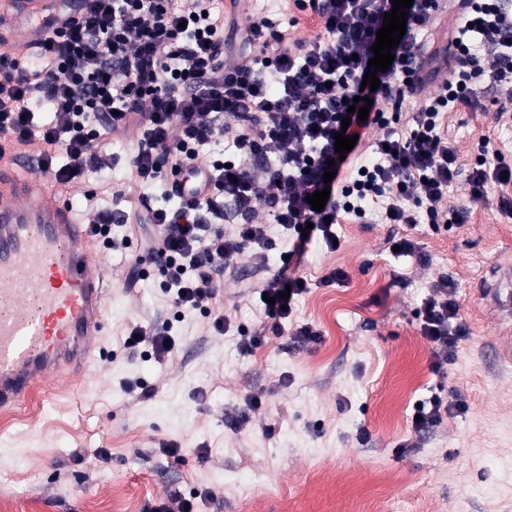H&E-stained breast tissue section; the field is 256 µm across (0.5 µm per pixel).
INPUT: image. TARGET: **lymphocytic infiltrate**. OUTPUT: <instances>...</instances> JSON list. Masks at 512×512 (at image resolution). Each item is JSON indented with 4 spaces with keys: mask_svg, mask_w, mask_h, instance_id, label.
<instances>
[{
    "mask_svg": "<svg viewBox=\"0 0 512 512\" xmlns=\"http://www.w3.org/2000/svg\"><path fill=\"white\" fill-rule=\"evenodd\" d=\"M457 34L441 60H425L417 34L435 17L434 0H413L406 31L389 69L379 73L365 121L348 120L350 100L373 56L376 33L391 0H319L320 31L306 44L289 45L274 31L256 41L248 56L227 49L222 0H89L84 17L68 30L21 53L0 51V135L16 152L44 157L59 183L100 168L119 133L133 143L131 167L143 181L173 194L171 175L189 171L200 149L224 133V116L238 120L233 152L216 160L199 181L202 203L169 208L149 195L139 203L112 193L108 209L89 210L103 247L112 227H152L145 247L162 265L164 286L181 310L205 309L216 296L225 261L247 246L270 248L264 226L282 225L296 235L288 257L265 291L269 318L285 319L284 291L300 295L306 280L295 269L313 234L333 246L345 216L365 218L382 200L387 224H413L425 206L430 223H463L465 211L443 214L449 185L465 178L469 198H484L488 183L512 185V165L478 162L462 175L456 148L442 129L445 112L476 109L484 78L512 90V0H458ZM432 96H424L428 84ZM411 108L413 129L393 128ZM383 128L372 141L373 159L340 186L326 188L323 175L335 158L334 135H363ZM330 196L312 210L308 196ZM235 222L234 237L224 223ZM448 282H441L420 308V331L452 359L467 329Z\"/></svg>",
    "mask_w": 512,
    "mask_h": 512,
    "instance_id": "1",
    "label": "lymphocytic infiltrate"
}]
</instances>
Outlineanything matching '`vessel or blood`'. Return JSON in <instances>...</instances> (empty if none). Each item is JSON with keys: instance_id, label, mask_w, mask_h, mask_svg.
I'll return each mask as SVG.
<instances>
[{"instance_id": "obj_1", "label": "vessel or blood", "mask_w": 512, "mask_h": 512, "mask_svg": "<svg viewBox=\"0 0 512 512\" xmlns=\"http://www.w3.org/2000/svg\"><path fill=\"white\" fill-rule=\"evenodd\" d=\"M63 0H0V13L34 19L19 39L43 41ZM71 192L41 158L0 160V410L22 406L35 385L86 372L100 347L107 305L103 257ZM504 325L496 354L512 361V267L486 289Z\"/></svg>"}]
</instances>
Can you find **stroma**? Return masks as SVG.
Instances as JSON below:
<instances>
[{
    "mask_svg": "<svg viewBox=\"0 0 512 512\" xmlns=\"http://www.w3.org/2000/svg\"><path fill=\"white\" fill-rule=\"evenodd\" d=\"M255 17L287 29L291 42L310 39L308 17L281 0H260ZM443 123L462 171L481 157L512 163V96L495 84L477 110L449 112ZM102 181L141 193L123 142L79 185ZM500 195L492 182L474 203L465 181L453 184L441 207L466 209L459 225L343 217L338 249L317 237L308 244L307 290L277 330L260 293L293 244L281 225L266 227L271 249L227 259L208 311L180 316L156 264L129 285L140 232L113 226L130 246L104 253L112 289L101 349L87 374L37 385L15 412L17 429L0 433V505L91 512L108 500L114 512H151L180 496L197 498L198 512H369L373 501L394 503L393 512H512V366L495 354L500 324L482 301L492 268L512 261V212ZM400 236L416 242L413 254L391 253ZM338 269L345 280L332 279ZM444 279L468 333L440 365L418 311ZM173 318L177 346L164 359L125 345L133 324ZM303 323L316 339L296 336ZM258 328L260 343L242 351ZM434 393L462 399L465 410L414 432V404ZM170 442L179 458L163 453Z\"/></svg>",
    "mask_w": 512,
    "mask_h": 512,
    "instance_id": "stroma-1",
    "label": "stroma"
}]
</instances>
